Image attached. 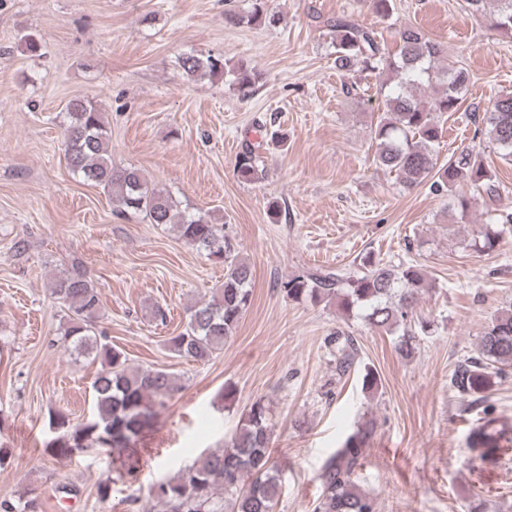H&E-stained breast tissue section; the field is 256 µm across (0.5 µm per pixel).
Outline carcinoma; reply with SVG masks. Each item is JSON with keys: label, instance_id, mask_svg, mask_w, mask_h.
<instances>
[{"label": "carcinoma", "instance_id": "1", "mask_svg": "<svg viewBox=\"0 0 512 512\" xmlns=\"http://www.w3.org/2000/svg\"><path fill=\"white\" fill-rule=\"evenodd\" d=\"M494 27L512 39V0H496ZM274 23L268 0H251V10L241 15L224 12V22L238 24ZM336 54V68L397 78L380 85L382 116L375 127V162L396 173L407 190L422 184L436 195H448L460 183L472 181L491 201L499 196V185L488 174L481 153L464 148L438 164L435 147L443 126L440 119L456 112L469 82L461 65L442 63V45L417 27L396 31L397 50L390 53L377 33L352 18L340 15L326 18ZM180 65L189 76L207 75L230 79L245 95L254 91L259 75L242 62L212 55L185 54ZM434 90L435 96L422 103L417 91ZM476 132L512 157V93L490 100L483 115H473ZM62 146L69 169L84 181L103 187L113 211L120 215L142 214L152 224L169 225L185 243L217 257L224 264V284L210 298L190 306L184 330L166 340V349L175 356L194 362H208L224 348L252 301L253 269L240 255L236 243L224 233V225L214 224L202 215L184 214L166 191L151 187L137 168L112 163L110 133L104 113L90 99L75 98L65 108ZM257 146L245 145L235 160L237 176L246 182L262 178ZM512 233V211L490 215V222L471 242L473 250H493L505 232ZM424 286V274L411 262L385 261L371 254L362 258L359 269H318L288 279L283 289L294 302L318 304L333 297L350 311L366 310L368 324L375 328H402L395 344L397 354L407 359L415 354L417 332L408 324ZM48 290L64 312L57 343L75 359L99 362L93 388L90 417L73 423L57 411L49 416V428L58 436L51 440L54 457L68 459L91 448H109L114 453L112 468L97 485V497L105 502L117 481L137 479L143 467L136 442L143 430L166 409L179 390L176 377L163 368L133 367L126 354L112 345V338L97 329L103 309L101 293L84 266L75 262L53 276ZM351 336L343 338L336 370L344 376L355 360ZM512 368V302L501 309L480 337L478 354L460 365L451 379L462 396H485L495 377ZM377 422L370 419L357 425L334 454L322 464L318 479L321 493L311 504V512H377L374 497L360 490L355 480L362 467L366 444L374 437ZM273 420L270 407L259 398L242 414L238 427L224 447L197 457L177 475L160 478L150 485V497L162 512H275L282 494V481L272 457ZM512 442V423L497 417H484L470 431L467 447L481 462L495 463L502 443ZM38 498L20 503L0 501V512H40Z\"/></svg>", "mask_w": 512, "mask_h": 512}]
</instances>
